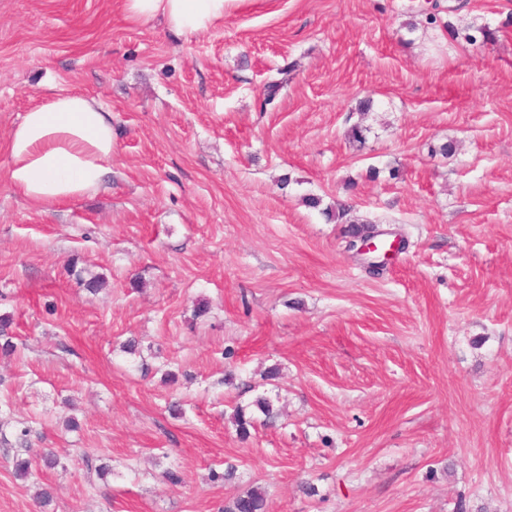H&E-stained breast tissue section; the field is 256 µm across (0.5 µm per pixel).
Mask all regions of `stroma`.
Listing matches in <instances>:
<instances>
[{"label":"stroma","mask_w":512,"mask_h":512,"mask_svg":"<svg viewBox=\"0 0 512 512\" xmlns=\"http://www.w3.org/2000/svg\"><path fill=\"white\" fill-rule=\"evenodd\" d=\"M60 91L111 111L112 176L37 206L7 144ZM352 221L401 241L379 273ZM0 315V512H223L253 486L268 512H512V0H240L193 36L0 0ZM260 397L278 422L240 440Z\"/></svg>","instance_id":"obj_1"}]
</instances>
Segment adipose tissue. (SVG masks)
Here are the masks:
<instances>
[{"mask_svg": "<svg viewBox=\"0 0 512 512\" xmlns=\"http://www.w3.org/2000/svg\"><path fill=\"white\" fill-rule=\"evenodd\" d=\"M235 0H123L134 20L161 19L170 31L196 35L223 21ZM112 114L96 98L58 93L24 113L9 139L8 185L38 206L100 190L112 173Z\"/></svg>", "mask_w": 512, "mask_h": 512, "instance_id": "ef3b65f1", "label": "adipose tissue"}]
</instances>
